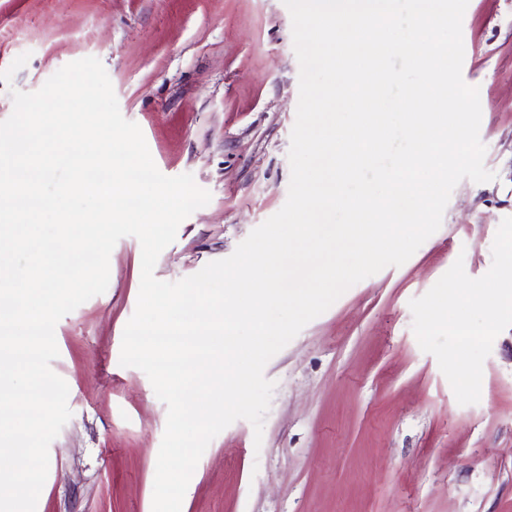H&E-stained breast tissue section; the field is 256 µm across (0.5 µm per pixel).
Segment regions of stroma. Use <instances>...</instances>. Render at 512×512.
<instances>
[{
	"label": "stroma",
	"mask_w": 512,
	"mask_h": 512,
	"mask_svg": "<svg viewBox=\"0 0 512 512\" xmlns=\"http://www.w3.org/2000/svg\"><path fill=\"white\" fill-rule=\"evenodd\" d=\"M462 33L495 180H462L403 265L349 288L268 362L262 442L244 419L219 433L181 512H512V327L484 361L479 402L462 405L409 308L456 259L483 276L512 216V0H469ZM24 53L12 83L0 81V120L10 89L37 91L98 58L159 171L210 192L159 255V280L230 256L284 205L299 63L283 0H0V70ZM109 265L106 291L55 328L51 368L72 416L49 446L36 512H152L167 408L143 371L120 364L139 241L120 239Z\"/></svg>",
	"instance_id": "35a3bbf8"
}]
</instances>
